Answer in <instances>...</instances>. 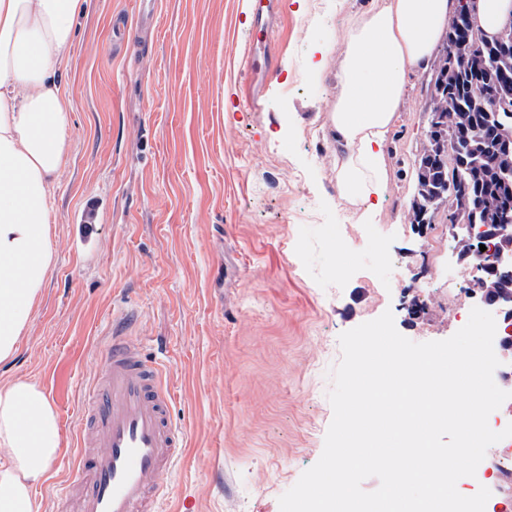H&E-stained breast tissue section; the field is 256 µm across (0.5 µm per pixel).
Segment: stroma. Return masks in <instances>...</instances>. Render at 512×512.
Segmentation results:
<instances>
[{
	"label": "stroma",
	"mask_w": 512,
	"mask_h": 512,
	"mask_svg": "<svg viewBox=\"0 0 512 512\" xmlns=\"http://www.w3.org/2000/svg\"><path fill=\"white\" fill-rule=\"evenodd\" d=\"M139 2L87 0L80 18L64 71L70 157L54 192L55 265L0 374L37 382L56 409L65 451L35 497L39 512H58L84 389L127 300L145 357L166 349L171 416L187 435L170 512H279L322 454L340 334L389 311L411 341L444 340L476 304L444 218L423 236L407 219L429 75L407 77L388 192L364 224L336 192V81L306 68L348 14L377 0H283L278 66L255 110L241 101L247 0H160L146 41ZM452 287L454 315L436 306ZM420 293L431 304L409 316Z\"/></svg>",
	"instance_id": "35a3bbf8"
}]
</instances>
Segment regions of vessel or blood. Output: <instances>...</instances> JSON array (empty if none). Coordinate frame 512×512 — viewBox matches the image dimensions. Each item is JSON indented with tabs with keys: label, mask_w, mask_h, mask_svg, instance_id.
Returning a JSON list of instances; mask_svg holds the SVG:
<instances>
[{
	"label": "vessel or blood",
	"mask_w": 512,
	"mask_h": 512,
	"mask_svg": "<svg viewBox=\"0 0 512 512\" xmlns=\"http://www.w3.org/2000/svg\"><path fill=\"white\" fill-rule=\"evenodd\" d=\"M281 0H250L249 34L272 36ZM131 309L117 310L112 339L86 389L77 461L60 502L63 512H161L186 435L168 417L174 392L160 362L142 356Z\"/></svg>",
	"instance_id": "b4317fda"
}]
</instances>
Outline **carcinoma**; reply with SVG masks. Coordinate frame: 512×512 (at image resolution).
Instances as JSON below:
<instances>
[{"instance_id": "cac0c4a2", "label": "carcinoma", "mask_w": 512, "mask_h": 512, "mask_svg": "<svg viewBox=\"0 0 512 512\" xmlns=\"http://www.w3.org/2000/svg\"><path fill=\"white\" fill-rule=\"evenodd\" d=\"M432 75L436 89L427 91L425 106L439 120L429 122L415 160L410 224L418 223L424 210L435 220L450 187L480 197L484 209L474 219L450 208L448 224H512V42L485 40L458 0ZM467 247L482 285L479 295L492 298L512 290V266L494 269L480 257V243Z\"/></svg>"}]
</instances>
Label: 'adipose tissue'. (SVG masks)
Returning a JSON list of instances; mask_svg holds the SVG:
<instances>
[{"label": "adipose tissue", "instance_id": "ef3b65f1", "mask_svg": "<svg viewBox=\"0 0 512 512\" xmlns=\"http://www.w3.org/2000/svg\"><path fill=\"white\" fill-rule=\"evenodd\" d=\"M82 0H0V363L30 328L50 273L52 201L69 158L71 100L57 78ZM457 0H385L349 15L310 72H335L330 111L340 198L364 221L388 190L385 145L408 70L426 69ZM62 451L55 408L26 379L0 381V512H39L34 491Z\"/></svg>", "mask_w": 512, "mask_h": 512}]
</instances>
